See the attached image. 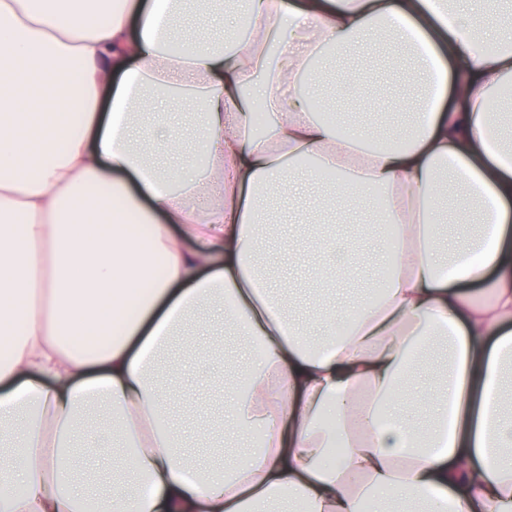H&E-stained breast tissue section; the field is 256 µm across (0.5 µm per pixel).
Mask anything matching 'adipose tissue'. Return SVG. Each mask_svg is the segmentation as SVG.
Listing matches in <instances>:
<instances>
[{
  "instance_id": "1",
  "label": "adipose tissue",
  "mask_w": 512,
  "mask_h": 512,
  "mask_svg": "<svg viewBox=\"0 0 512 512\" xmlns=\"http://www.w3.org/2000/svg\"><path fill=\"white\" fill-rule=\"evenodd\" d=\"M507 2L243 0L228 55L223 22L177 33L222 0H0V512H512V143L486 109L512 80ZM378 36L424 85L399 146L369 150L298 82L361 93L327 61ZM311 155L348 203L385 191L398 227L382 300L318 340L256 269L261 192ZM446 175L480 224L452 246ZM210 306L263 347L224 427L265 451L206 472L155 370ZM98 402L129 446L91 498L68 449Z\"/></svg>"
}]
</instances>
